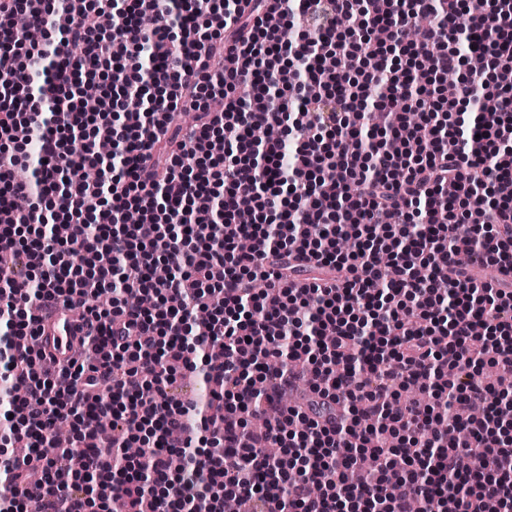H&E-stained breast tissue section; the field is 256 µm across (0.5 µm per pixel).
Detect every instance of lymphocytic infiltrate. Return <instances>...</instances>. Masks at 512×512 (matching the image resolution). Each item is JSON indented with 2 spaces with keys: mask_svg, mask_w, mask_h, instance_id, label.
<instances>
[{
  "mask_svg": "<svg viewBox=\"0 0 512 512\" xmlns=\"http://www.w3.org/2000/svg\"><path fill=\"white\" fill-rule=\"evenodd\" d=\"M159 4L0 0V320L85 328L53 368L0 357L14 512H512V287L458 261L512 269V0ZM214 344L217 418L170 393ZM304 378L346 418L281 407ZM415 382L432 405L400 406Z\"/></svg>",
  "mask_w": 512,
  "mask_h": 512,
  "instance_id": "obj_1",
  "label": "lymphocytic infiltrate"
}]
</instances>
